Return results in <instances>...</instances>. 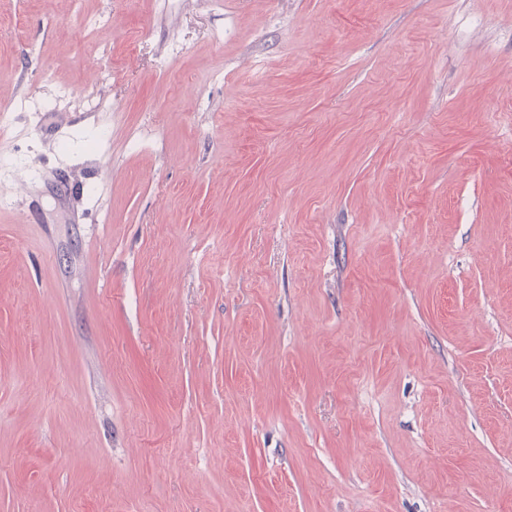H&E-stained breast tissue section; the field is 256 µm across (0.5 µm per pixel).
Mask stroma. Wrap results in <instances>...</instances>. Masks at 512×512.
<instances>
[{
    "label": "stroma",
    "instance_id": "35a3bbf8",
    "mask_svg": "<svg viewBox=\"0 0 512 512\" xmlns=\"http://www.w3.org/2000/svg\"><path fill=\"white\" fill-rule=\"evenodd\" d=\"M1 100L0 512H512V0H0Z\"/></svg>",
    "mask_w": 512,
    "mask_h": 512
}]
</instances>
